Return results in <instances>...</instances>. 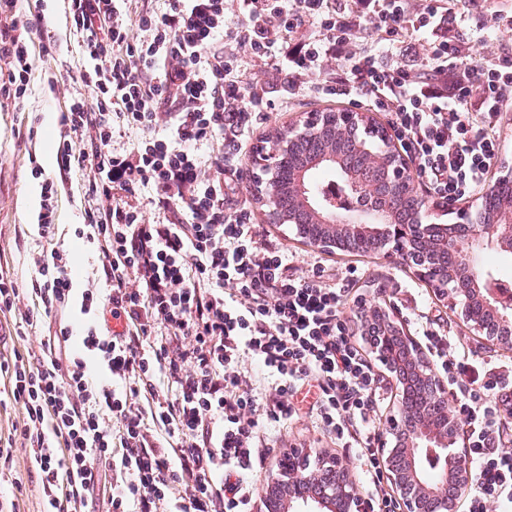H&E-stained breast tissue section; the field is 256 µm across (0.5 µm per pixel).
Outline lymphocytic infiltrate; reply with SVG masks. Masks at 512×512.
Masks as SVG:
<instances>
[{"instance_id": "obj_1", "label": "lymphocytic infiltrate", "mask_w": 512, "mask_h": 512, "mask_svg": "<svg viewBox=\"0 0 512 512\" xmlns=\"http://www.w3.org/2000/svg\"><path fill=\"white\" fill-rule=\"evenodd\" d=\"M129 0H67L82 63L59 116L60 170H92L84 225L96 245L106 294L89 288L81 308L119 320L118 334L89 328L83 346L107 368L94 382L64 322L73 281L58 237L54 180L41 185L37 234L44 248L20 292L0 265V312L26 327L45 322L35 360L0 362L23 416L0 435V459L27 448L49 512H89L108 491L109 512H247L260 433L309 408L316 423L358 451L377 512H396L383 489L386 458L375 425L382 375L367 352L383 334L354 335L349 281L322 263L293 272V257L260 239L246 208L227 206L246 178L251 135L272 102L246 79L249 61L288 70L299 91L386 113L424 192L451 204L483 188L512 118V49L468 60L451 29L450 0L412 12L409 0H237L245 23L225 49V0H163L132 12ZM18 0H0V99L20 104L31 55ZM310 35L298 39L301 30ZM421 42L428 76L396 65ZM96 95L88 110L84 92ZM129 148L116 142L128 133ZM222 139L224 150L204 154ZM150 189L157 219L137 201ZM414 329L454 392L477 491L468 512L512 506V451L500 421L512 384L476 361L423 316ZM260 372L252 377L244 363Z\"/></svg>"}]
</instances>
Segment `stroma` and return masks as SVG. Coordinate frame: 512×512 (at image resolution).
Returning a JSON list of instances; mask_svg holds the SVG:
<instances>
[{"label":"stroma","mask_w":512,"mask_h":512,"mask_svg":"<svg viewBox=\"0 0 512 512\" xmlns=\"http://www.w3.org/2000/svg\"><path fill=\"white\" fill-rule=\"evenodd\" d=\"M24 9L30 22L26 33L32 59L29 91L23 100L22 111H15L13 104L7 102L0 104V251L8 257L10 272L18 286L28 287L35 274L33 258L42 250L28 215V193L41 186V180L32 174V165L40 163L46 176L58 184L56 222L75 272L72 307L65 321L78 334L87 327L103 323L96 314H85L80 310L84 289L104 285L93 244L76 236L82 226L85 207L82 187L91 172L78 167L67 173L59 172L54 160V146L59 136L58 114L64 110L71 92L69 73L80 61L81 50L66 24L67 0H26ZM47 36L57 45V51L51 57L43 56L39 48ZM247 74L268 91L273 101L266 119L251 138L253 148L261 147L269 131L295 127L309 113L344 109L343 104L306 93L289 101L282 99L280 89L284 74L263 63L248 64ZM236 202L248 208L265 240L294 253L297 275L307 276L316 260L323 262L330 275L341 274L349 266L356 267L359 275L351 285L353 293L359 294L366 303L379 304L397 323L409 326L418 312L409 293L410 286L418 282L412 270L376 252H326L308 247L288 225L269 222L263 206L254 200L250 190H243ZM424 293L430 315L438 316L446 334L466 344L481 357L502 361L504 377L512 380V351L499 350L484 336L465 326L457 312L440 301L432 288H425ZM261 444L265 459L253 473L255 485H262L275 475L276 461L285 449L298 447L313 455L336 456L348 468L358 493L366 498L371 495L353 449L339 447L333 438L316 428L309 415L303 414L287 425L269 428ZM0 497L15 501L18 512H44L46 505L36 468L26 449L14 448L9 462L0 463Z\"/></svg>","instance_id":"stroma-1"}]
</instances>
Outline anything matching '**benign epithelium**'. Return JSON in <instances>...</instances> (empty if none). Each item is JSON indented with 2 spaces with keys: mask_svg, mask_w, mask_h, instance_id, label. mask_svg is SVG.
<instances>
[{
  "mask_svg": "<svg viewBox=\"0 0 512 512\" xmlns=\"http://www.w3.org/2000/svg\"><path fill=\"white\" fill-rule=\"evenodd\" d=\"M327 120L340 128L361 125L380 130L382 153L370 160L380 165L389 155L396 159L390 180L411 191L418 223L399 224L390 215L374 213L362 204L373 193L367 182L337 181L342 191L330 198L323 188L311 190L300 181L306 209L352 241L371 236L382 239L377 252L413 268L441 300L459 310L470 329L512 351V286L480 263L489 251L512 253V208L493 222L482 223L471 220L467 208L428 205L419 196L393 135L365 112L314 113L299 127L279 133L271 151L254 157V165L270 175L267 182L273 181L271 175L282 164L296 134ZM437 210L455 215L457 223H433ZM399 342L400 346L387 349L398 353L394 364L400 396L394 415L382 428L392 491L401 512H457L459 500L472 487L473 474L457 448L460 430L448 409V392L435 369L402 332ZM276 466L278 476L267 481L261 496L262 512H374V505L356 492L349 471L334 456L324 455L312 467L304 449L290 448Z\"/></svg>",
  "mask_w": 512,
  "mask_h": 512,
  "instance_id": "7a95c632",
  "label": "benign epithelium"
}]
</instances>
